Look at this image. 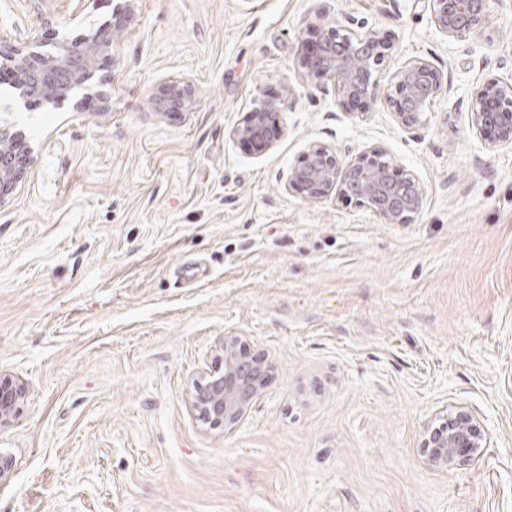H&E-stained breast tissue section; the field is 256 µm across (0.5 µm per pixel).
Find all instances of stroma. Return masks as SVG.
<instances>
[{
    "mask_svg": "<svg viewBox=\"0 0 512 512\" xmlns=\"http://www.w3.org/2000/svg\"><path fill=\"white\" fill-rule=\"evenodd\" d=\"M125 0H0V43L112 23ZM376 31L383 79L425 59L448 80L418 135L389 110L336 105L296 67L321 24ZM81 111L16 101L25 181L0 204V372L26 386L0 450V512H512V147L468 127L471 91L512 82V0L455 41L417 0H137ZM194 111L161 114L168 79ZM284 136L230 137L260 102ZM380 143L425 188L409 224L286 192L305 147ZM185 262L205 278L177 276ZM277 368L233 433L186 389L220 336ZM468 404L490 437L476 464L427 466L423 421ZM197 99L195 84L179 78L167 82L154 101L158 112H191Z\"/></svg>",
    "mask_w": 512,
    "mask_h": 512,
    "instance_id": "1",
    "label": "stroma"
}]
</instances>
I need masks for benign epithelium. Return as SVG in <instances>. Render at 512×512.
<instances>
[{"mask_svg": "<svg viewBox=\"0 0 512 512\" xmlns=\"http://www.w3.org/2000/svg\"><path fill=\"white\" fill-rule=\"evenodd\" d=\"M429 11L435 28L450 40L482 32L488 23L489 0H419ZM125 26L62 43L54 53L37 51L41 45L32 31L22 46H0V63L10 69L12 87L25 100L38 98L51 105L73 100L81 111L80 95L112 55V47ZM390 43L376 31H356L345 25L322 28L320 40L298 57V68L318 89L336 82V105H360L361 119L372 106L390 109L396 125L407 133L426 128L427 111L443 94L448 80L431 62L418 59L404 64L390 82L379 72ZM468 125L486 149L512 146V82L486 76L473 87ZM197 104L195 84L187 78L167 82L155 98L159 112H191ZM279 103L265 100L230 130L233 138L251 144L258 152L272 149L284 136ZM27 158L17 134L0 125V203L27 175ZM285 189L309 202L332 197L355 203L372 212L383 224H409L424 207L425 190L417 176L400 170L382 144H372L354 155L343 156L335 147L311 142L289 170ZM276 369L269 355L250 348L244 336H222L188 387V404L194 416L213 428L234 429L246 418L252 404L263 397ZM19 380L0 372V426L10 422L24 398ZM490 438L469 407L446 404L422 424L419 447L425 463L453 469L479 461Z\"/></svg>", "mask_w": 512, "mask_h": 512, "instance_id": "1", "label": "benign epithelium"}]
</instances>
